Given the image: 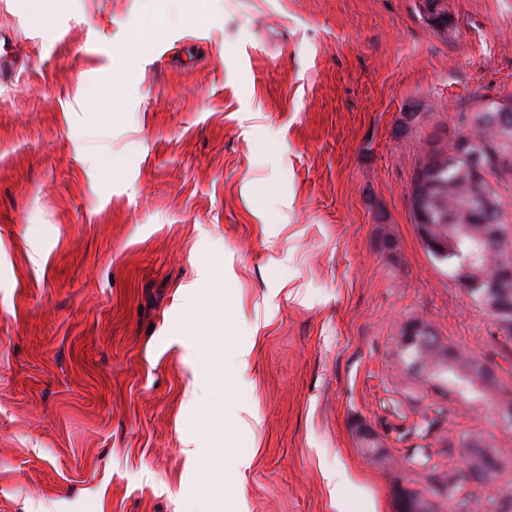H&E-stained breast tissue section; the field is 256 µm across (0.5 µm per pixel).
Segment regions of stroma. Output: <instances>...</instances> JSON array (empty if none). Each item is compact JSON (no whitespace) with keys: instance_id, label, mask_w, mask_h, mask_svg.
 Masks as SVG:
<instances>
[{"instance_id":"obj_1","label":"stroma","mask_w":512,"mask_h":512,"mask_svg":"<svg viewBox=\"0 0 512 512\" xmlns=\"http://www.w3.org/2000/svg\"><path fill=\"white\" fill-rule=\"evenodd\" d=\"M421 2L0 0V512H448L461 437L512 459V338L409 197L512 94V0H445L448 36ZM413 322L495 393L427 381Z\"/></svg>"}]
</instances>
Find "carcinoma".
I'll return each mask as SVG.
<instances>
[{
	"label": "carcinoma",
	"instance_id": "cac0c4a2",
	"mask_svg": "<svg viewBox=\"0 0 512 512\" xmlns=\"http://www.w3.org/2000/svg\"><path fill=\"white\" fill-rule=\"evenodd\" d=\"M496 110L480 105L473 111L458 113V123L464 131L457 134L466 142L467 148L453 156H444L437 161L423 160L417 168L423 176L421 213L434 230L448 223V216L469 227V231L458 241L461 256H445L440 261L453 265V275H458L461 260L465 259L480 272L493 271L499 262L500 250L493 238L484 237L483 225L504 223L501 213L500 193L490 178L500 179L512 174V111L505 124L495 119ZM478 154L486 177L477 180L471 175V155ZM489 195L491 208L480 212L474 209L478 195ZM411 364L417 365L431 380L451 383L462 391L483 394V388L495 387V381L483 370V365L461 353H456L452 365L439 371L442 350L437 338L422 344L405 347ZM467 478L460 474L448 475V505L451 512H488L492 498H483L476 490L467 491L464 498L459 493Z\"/></svg>",
	"mask_w": 512,
	"mask_h": 512
}]
</instances>
